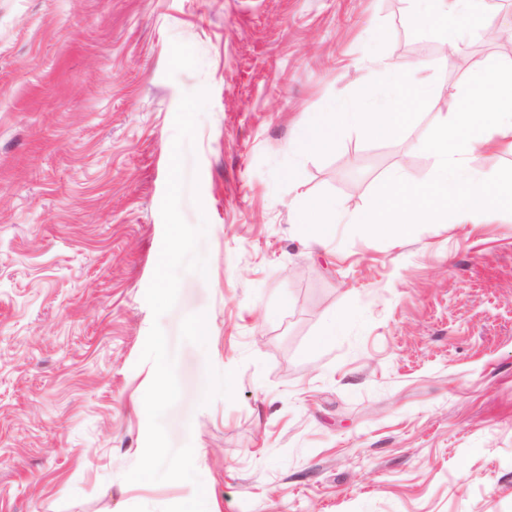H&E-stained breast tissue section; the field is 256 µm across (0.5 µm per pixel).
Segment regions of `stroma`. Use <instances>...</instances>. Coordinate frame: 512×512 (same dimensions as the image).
<instances>
[{
    "instance_id": "35a3bbf8",
    "label": "stroma",
    "mask_w": 512,
    "mask_h": 512,
    "mask_svg": "<svg viewBox=\"0 0 512 512\" xmlns=\"http://www.w3.org/2000/svg\"><path fill=\"white\" fill-rule=\"evenodd\" d=\"M406 0H0V512H162L187 481L130 483L160 322L207 512H512V214L392 238L293 229L298 192L361 206L426 180L438 90L461 78ZM422 61L434 97L406 136L294 133L394 88L371 55ZM181 212L207 275L145 300L183 94ZM335 336L317 338L328 313ZM201 316L210 335L189 329ZM232 384H225V370Z\"/></svg>"
}]
</instances>
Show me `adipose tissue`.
<instances>
[{
    "label": "adipose tissue",
    "instance_id": "obj_1",
    "mask_svg": "<svg viewBox=\"0 0 512 512\" xmlns=\"http://www.w3.org/2000/svg\"><path fill=\"white\" fill-rule=\"evenodd\" d=\"M416 26L434 30L442 45L458 51L462 33L454 20L483 23L482 0H410ZM425 64L389 60L386 82L399 93L365 112H315L299 128L296 144L305 152L335 144L347 129L385 140L405 134L414 107L428 92ZM453 110L439 118L427 147L435 157L430 178L411 184L400 175L385 177L361 207L336 206L327 199L300 196L297 231L316 246L330 243L340 224H363L379 235L410 232L413 223L476 224L493 211H512V175L489 168L470 171L466 159L478 151L512 153V59L487 55L475 60L467 76L444 91Z\"/></svg>",
    "mask_w": 512,
    "mask_h": 512
}]
</instances>
